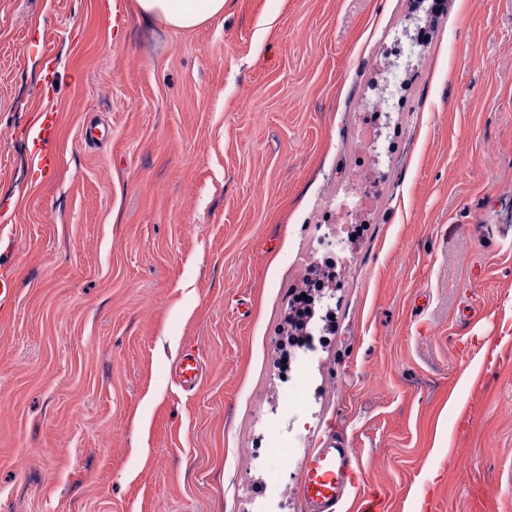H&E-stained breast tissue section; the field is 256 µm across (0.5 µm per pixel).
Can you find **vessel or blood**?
<instances>
[{"label":"vessel or blood","mask_w":512,"mask_h":512,"mask_svg":"<svg viewBox=\"0 0 512 512\" xmlns=\"http://www.w3.org/2000/svg\"><path fill=\"white\" fill-rule=\"evenodd\" d=\"M358 468L349 449L334 444L316 449L303 464V499L313 512H335L352 488Z\"/></svg>","instance_id":"vessel-or-blood-1"}]
</instances>
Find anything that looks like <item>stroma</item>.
I'll return each mask as SVG.
<instances>
[{
	"label": "stroma",
	"instance_id": "stroma-1",
	"mask_svg": "<svg viewBox=\"0 0 512 512\" xmlns=\"http://www.w3.org/2000/svg\"><path fill=\"white\" fill-rule=\"evenodd\" d=\"M99 2L0 0V512H306L258 446L306 354L298 455L360 464L339 512H512V0H228L189 31Z\"/></svg>",
	"mask_w": 512,
	"mask_h": 512
}]
</instances>
